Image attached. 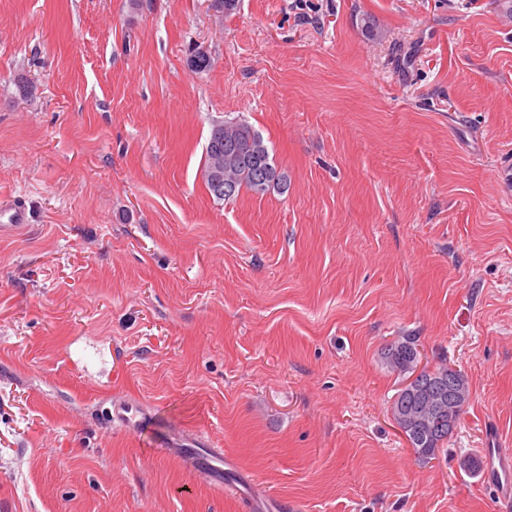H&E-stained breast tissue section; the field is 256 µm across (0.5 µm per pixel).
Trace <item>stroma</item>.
Wrapping results in <instances>:
<instances>
[{
	"mask_svg": "<svg viewBox=\"0 0 512 512\" xmlns=\"http://www.w3.org/2000/svg\"><path fill=\"white\" fill-rule=\"evenodd\" d=\"M239 118L286 192H208ZM509 159L512 0H0V512H512L466 465L512 448ZM402 336L470 386L430 460ZM29 224V212L25 202L18 198L0 199V238L11 236ZM414 338L401 337L387 345L383 358L387 365L400 372H415L417 351ZM108 422L118 424L129 433H136L145 419V406L137 399H116L107 408ZM210 446L204 435L191 433L173 444L171 448H176L179 456L193 460L196 466L207 472L217 484H223L224 460L220 458L222 454L216 448H209Z\"/></svg>",
	"mask_w": 512,
	"mask_h": 512,
	"instance_id": "35a3bbf8",
	"label": "stroma"
}]
</instances>
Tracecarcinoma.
<instances>
[{
  "instance_id": "cac0c4a2",
  "label": "carcinoma",
  "mask_w": 512,
  "mask_h": 512,
  "mask_svg": "<svg viewBox=\"0 0 512 512\" xmlns=\"http://www.w3.org/2000/svg\"><path fill=\"white\" fill-rule=\"evenodd\" d=\"M224 139L237 141L248 155L271 161L270 153L263 137L244 120L224 122ZM215 163L210 149H205L202 175L207 190L217 200L236 199L242 190L264 195L273 189L285 192L288 189V177L276 166H271V175L259 176L256 169L246 160L224 157V180L232 183L234 190L230 195L220 196L211 187L209 176ZM387 365L401 372H414L417 366L415 340L409 336L401 337L387 345L384 352ZM456 378L461 404L457 412H462L469 397V387L464 376L449 367L434 370H422L397 394L391 413L393 420L405 435L414 453L429 459L436 455L444 442L448 440V379Z\"/></svg>"
}]
</instances>
